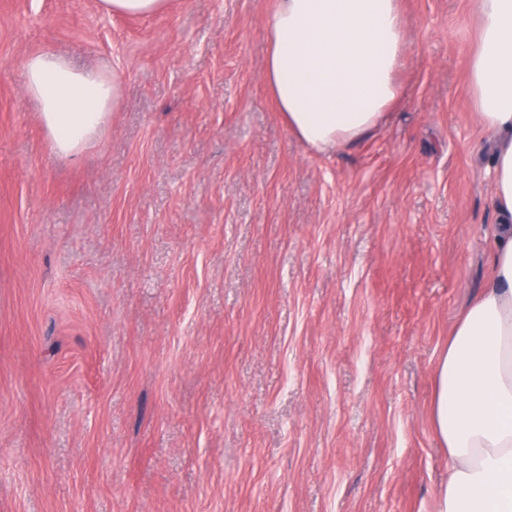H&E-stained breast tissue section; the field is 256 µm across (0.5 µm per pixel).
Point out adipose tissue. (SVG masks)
Segmentation results:
<instances>
[{"label": "adipose tissue", "instance_id": "adipose-tissue-1", "mask_svg": "<svg viewBox=\"0 0 512 512\" xmlns=\"http://www.w3.org/2000/svg\"><path fill=\"white\" fill-rule=\"evenodd\" d=\"M478 46L468 78L478 121L496 139L490 169L501 229L491 280L440 359L433 425L448 450L434 512H512V0H476ZM265 80L290 131L322 151L374 133L402 89L406 33L399 0H276ZM25 91L53 152L78 154L106 125L120 86L108 68L60 53L26 57Z\"/></svg>", "mask_w": 512, "mask_h": 512}]
</instances>
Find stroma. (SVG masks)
<instances>
[{"mask_svg": "<svg viewBox=\"0 0 512 512\" xmlns=\"http://www.w3.org/2000/svg\"><path fill=\"white\" fill-rule=\"evenodd\" d=\"M405 94L325 152L264 71L276 0H0V512H433L448 337L489 277L475 0H401ZM121 97L50 149L27 55ZM168 0H98L101 11L120 15H156L165 10Z\"/></svg>", "mask_w": 512, "mask_h": 512, "instance_id": "35a3bbf8", "label": "stroma"}]
</instances>
